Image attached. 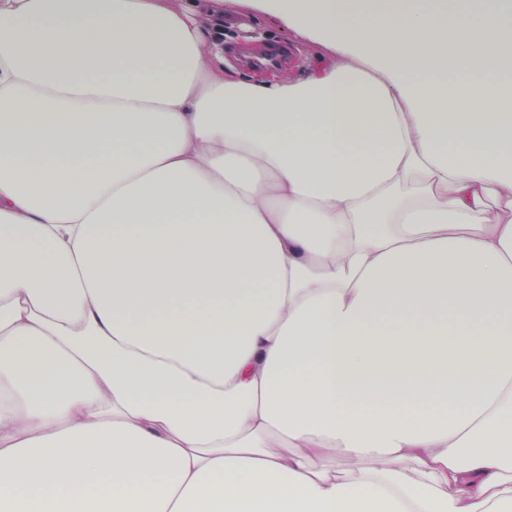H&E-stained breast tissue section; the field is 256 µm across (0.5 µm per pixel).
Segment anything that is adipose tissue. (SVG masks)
I'll list each match as a JSON object with an SVG mask.
<instances>
[{
  "mask_svg": "<svg viewBox=\"0 0 512 512\" xmlns=\"http://www.w3.org/2000/svg\"><path fill=\"white\" fill-rule=\"evenodd\" d=\"M250 2L0 0V512H512V0ZM224 5V14L230 13L233 17H242L240 23L214 21L207 15L205 2L198 0L199 14L198 19L208 29L220 30L215 32L222 37L224 48V60L231 63L244 73H252L253 68L243 67L238 57L240 53L253 51L261 46L262 42L267 44L259 53L243 60V63L249 67H258L268 63H280L292 57V50L286 44H291L293 48V60L284 68H278L284 76L292 75L297 72L302 62V52L324 53L325 48L317 43L305 41L295 32L285 27L281 22L264 19L256 11L249 1L228 0ZM301 51H300V50Z\"/></svg>",
  "mask_w": 512,
  "mask_h": 512,
  "instance_id": "ef3b65f1",
  "label": "adipose tissue"
}]
</instances>
